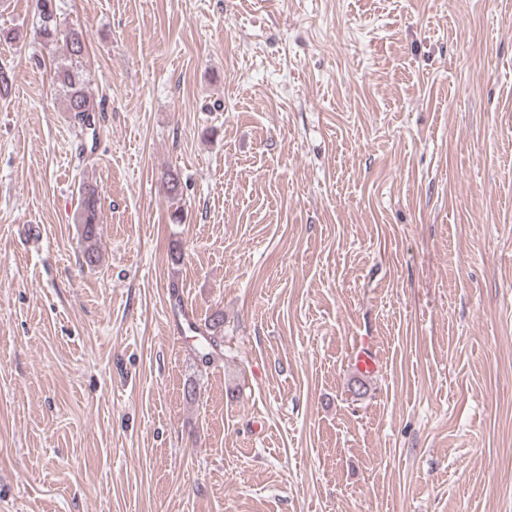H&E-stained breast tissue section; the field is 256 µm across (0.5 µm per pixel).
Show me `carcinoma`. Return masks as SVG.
<instances>
[{"mask_svg": "<svg viewBox=\"0 0 512 512\" xmlns=\"http://www.w3.org/2000/svg\"><path fill=\"white\" fill-rule=\"evenodd\" d=\"M40 25L38 32L43 41L55 43L59 40L66 45L69 59L55 68L54 80L62 89L67 105V111L73 122L79 125L89 124L90 116L100 111V105L88 94L85 81L78 71L79 59L85 49L83 33L72 27H63L57 22L53 11L52 0H36ZM100 199L95 187L87 185L83 188V199L80 216L82 224V239L87 244L85 254L89 262L99 261L96 248V226ZM207 336L203 337L197 349V356L204 363H209L223 339L224 314L217 312L206 323Z\"/></svg>", "mask_w": 512, "mask_h": 512, "instance_id": "obj_1", "label": "carcinoma"}]
</instances>
